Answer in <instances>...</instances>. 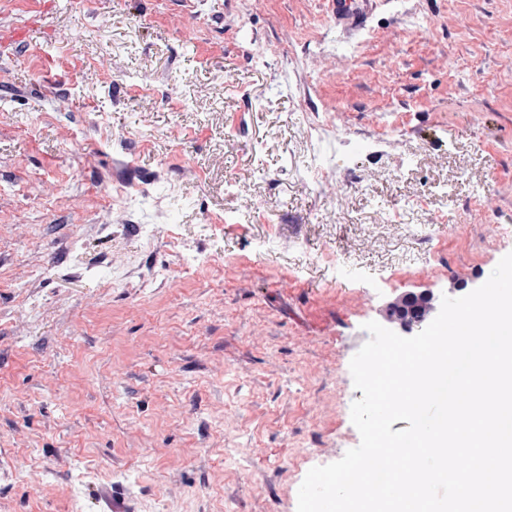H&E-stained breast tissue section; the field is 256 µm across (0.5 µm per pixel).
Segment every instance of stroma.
I'll return each mask as SVG.
<instances>
[{"label":"stroma","instance_id":"obj_1","mask_svg":"<svg viewBox=\"0 0 512 512\" xmlns=\"http://www.w3.org/2000/svg\"><path fill=\"white\" fill-rule=\"evenodd\" d=\"M0 0V512H297L387 292L512 253V0ZM336 23L358 26L373 12L380 0H330Z\"/></svg>","mask_w":512,"mask_h":512}]
</instances>
